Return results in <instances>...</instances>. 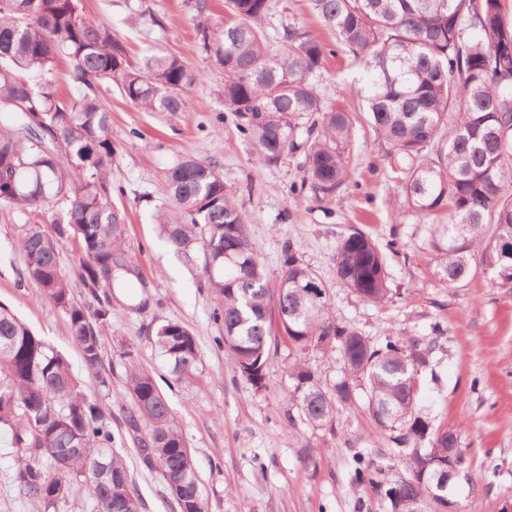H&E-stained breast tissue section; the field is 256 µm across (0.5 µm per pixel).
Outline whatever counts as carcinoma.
<instances>
[{"label": "carcinoma", "instance_id": "carcinoma-1", "mask_svg": "<svg viewBox=\"0 0 512 512\" xmlns=\"http://www.w3.org/2000/svg\"><path fill=\"white\" fill-rule=\"evenodd\" d=\"M320 25L366 72L356 89L365 102L392 179L421 223L443 213L431 246L434 275L447 288L467 286L482 269L512 290V22L507 0H307ZM272 0H224V22L211 21L208 0H193L198 45L224 72V112L254 146L259 167L301 159L300 185L326 204L352 177L346 147L352 118L329 107L317 87L327 48L297 19L275 29L283 43L271 51ZM66 58L76 94L58 97L55 64ZM196 77L170 52L134 59L104 21L85 14L80 0H0V207L26 224L19 241L24 273L65 315L86 367L112 390L100 336L112 317V289L133 260L125 211L112 203L110 170L116 149L101 87L145 112H182ZM167 198L157 214L161 236L188 263L203 259V286L219 298L224 351L253 387L265 386L271 350L285 335L299 352L337 355L343 376L321 382L301 358L288 367V425L335 431L343 409L362 406L377 428L378 447L401 460L405 475L382 481L354 458L353 483L378 488L389 512H447L448 449L459 435L434 426L419 404L420 379L431 366L441 323L429 336L376 341L339 322L326 287L281 246L276 287L249 233V218L216 167L192 156L166 169ZM61 218L43 229L50 207ZM77 242L79 284L91 300L74 298L58 245ZM338 283L373 304L391 289L383 253L366 232L350 227L336 249ZM154 344L181 379L196 366V337L167 321ZM130 405L124 424L142 464L182 488L187 512H208L195 461L154 376L129 349L121 356ZM112 412L86 394L67 360L0 304V430L17 458L13 483L44 510L81 485L91 512H138L141 497L114 448ZM99 448V460L85 448ZM153 448V454L146 449ZM107 469L123 487L112 494Z\"/></svg>", "mask_w": 512, "mask_h": 512}]
</instances>
